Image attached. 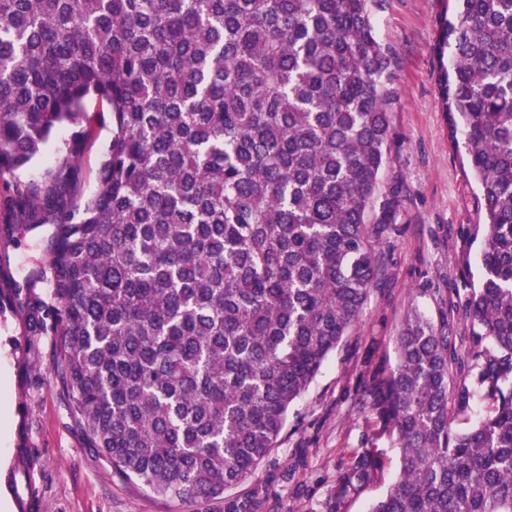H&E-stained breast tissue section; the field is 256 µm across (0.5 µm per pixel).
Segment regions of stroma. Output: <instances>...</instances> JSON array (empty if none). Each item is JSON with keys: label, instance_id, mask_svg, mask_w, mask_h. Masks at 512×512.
I'll return each mask as SVG.
<instances>
[{"label": "stroma", "instance_id": "35a3bbf8", "mask_svg": "<svg viewBox=\"0 0 512 512\" xmlns=\"http://www.w3.org/2000/svg\"><path fill=\"white\" fill-rule=\"evenodd\" d=\"M455 0H384L374 11L379 40L391 50L392 143L380 190L399 189L395 224L379 240L382 271L357 323L332 353L307 391L293 405L274 464H262L259 479L271 499L260 512H324L339 469L355 448H375L381 464L371 481L339 507L369 512L398 478L397 440L372 412L373 376L397 363V338L406 317L417 313L442 335L462 361L454 382L474 390L469 415L486 412L471 356L476 338L465 317L479 284V254L486 217L475 174L463 148L456 114L440 106L437 41ZM91 137L79 157L81 196L97 186V172L112 137L107 103H85ZM44 236L0 224V265L16 281L45 259ZM53 330L25 335L21 320L0 315V402L9 407L0 424V500L12 512H220L219 504L161 500L147 488L112 474L90 448L83 425L48 366L58 354ZM294 469L290 481L284 470Z\"/></svg>", "mask_w": 512, "mask_h": 512}]
</instances>
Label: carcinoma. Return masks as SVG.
I'll list each match as a JSON object with an SVG mask.
<instances>
[{"instance_id": "cac0c4a2", "label": "carcinoma", "mask_w": 512, "mask_h": 512, "mask_svg": "<svg viewBox=\"0 0 512 512\" xmlns=\"http://www.w3.org/2000/svg\"><path fill=\"white\" fill-rule=\"evenodd\" d=\"M379 2L0 0V215L51 228L46 265L0 304L33 334L52 318L50 369L121 481L224 512L268 497L258 468L357 321L399 206L378 194L393 100ZM458 2L440 95L484 201L466 317L493 347L473 356L492 405L453 426L449 399L464 412L473 391L450 387L447 337L408 317L373 397L399 477L370 512H512V0ZM91 94L115 125L93 195L78 196L84 131L16 179ZM377 458L352 452L326 512Z\"/></svg>"}]
</instances>
